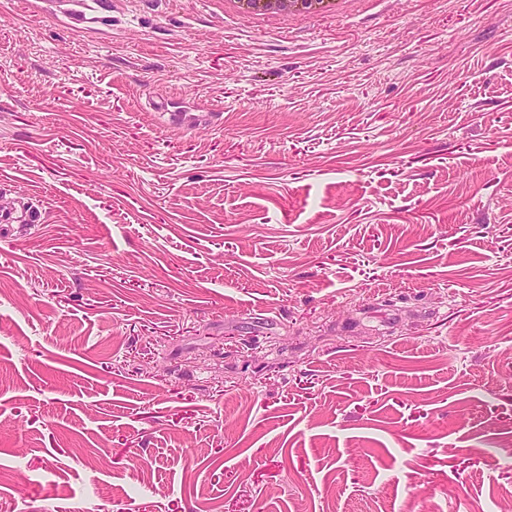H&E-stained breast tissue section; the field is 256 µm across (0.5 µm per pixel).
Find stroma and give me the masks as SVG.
<instances>
[{
    "label": "stroma",
    "mask_w": 512,
    "mask_h": 512,
    "mask_svg": "<svg viewBox=\"0 0 512 512\" xmlns=\"http://www.w3.org/2000/svg\"><path fill=\"white\" fill-rule=\"evenodd\" d=\"M1 212L0 512L512 499V0H0ZM66 10L71 26L83 29L87 24L105 18L109 7V0H71Z\"/></svg>",
    "instance_id": "1"
}]
</instances>
